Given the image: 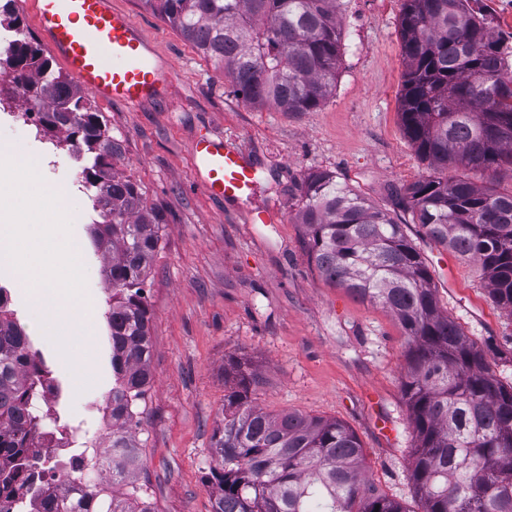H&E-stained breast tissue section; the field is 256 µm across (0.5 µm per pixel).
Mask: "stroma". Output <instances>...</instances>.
<instances>
[{
    "mask_svg": "<svg viewBox=\"0 0 512 512\" xmlns=\"http://www.w3.org/2000/svg\"><path fill=\"white\" fill-rule=\"evenodd\" d=\"M113 2L131 12L175 71L162 102L135 109L96 104L122 145L117 171L169 221L145 285L153 381L137 430L139 479L148 482L156 512H212V435L224 417V363L232 356L253 362L261 377L255 399L267 412L343 422L363 445L365 474L377 491L407 512H422L410 480L402 329L386 309L324 280L308 260L297 222L310 172H335L391 212L397 193L436 173L417 155L400 118L405 0H342L336 86L312 112L246 102L223 71L139 0ZM202 136L243 149L256 169L249 199L225 202L195 184L190 145ZM1 144L25 146L46 181L80 175L69 154L12 124L0 123ZM417 245L443 311L497 376L512 381V316L490 299L478 266L428 241ZM105 263L88 251L83 304L99 332L95 342L79 344L96 366L78 394L52 342L37 330L42 310L11 275L0 276L22 327L61 381L60 409L91 426L112 387Z\"/></svg>",
    "mask_w": 512,
    "mask_h": 512,
    "instance_id": "35a3bbf8",
    "label": "stroma"
}]
</instances>
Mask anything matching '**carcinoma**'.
<instances>
[{
  "mask_svg": "<svg viewBox=\"0 0 512 512\" xmlns=\"http://www.w3.org/2000/svg\"><path fill=\"white\" fill-rule=\"evenodd\" d=\"M0 28L21 37L0 69L44 102L40 130L78 147L82 187L100 220L89 225L104 268L112 342L109 481L61 480L43 508L26 499L28 453L40 426L34 403L59 387L43 354L14 317L0 285V512H155L129 460L139 459V407L151 379V313L142 285L159 249L164 210L147 207L134 180L114 171L121 144L92 101L22 33L13 2ZM341 0H141L203 55L221 64L237 95L282 112H310L331 94L341 51ZM479 0H405L401 120L415 151L436 168L489 170L512 164V33L492 25ZM403 221L370 204L336 173L302 183L299 223L310 263L330 284L387 309L408 347L402 392L413 426L410 478L423 512H512V383L503 384L462 328L439 306L408 223L433 244L479 265L489 294L512 315V192L455 173L409 185ZM224 419L212 437L213 512H408L376 492L358 436L336 420L274 415L255 404L260 377L232 358Z\"/></svg>",
  "mask_w": 512,
  "mask_h": 512,
  "instance_id": "carcinoma-1",
  "label": "carcinoma"
}]
</instances>
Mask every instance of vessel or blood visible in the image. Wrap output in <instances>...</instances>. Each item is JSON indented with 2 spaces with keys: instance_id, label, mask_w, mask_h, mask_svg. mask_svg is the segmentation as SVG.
<instances>
[{
  "instance_id": "obj_1",
  "label": "vessel or blood",
  "mask_w": 512,
  "mask_h": 512,
  "mask_svg": "<svg viewBox=\"0 0 512 512\" xmlns=\"http://www.w3.org/2000/svg\"><path fill=\"white\" fill-rule=\"evenodd\" d=\"M46 50L95 98L138 108L161 100L174 77L131 14L112 0H26ZM197 183L227 201L248 198L256 171L236 147L199 138L190 146Z\"/></svg>"
}]
</instances>
